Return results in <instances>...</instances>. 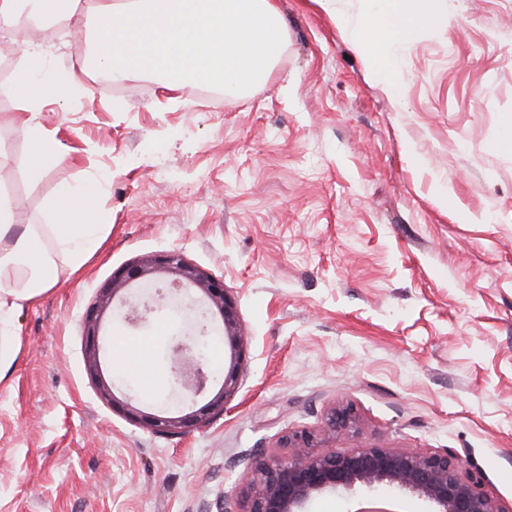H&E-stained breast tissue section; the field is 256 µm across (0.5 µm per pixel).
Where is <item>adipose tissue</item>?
Listing matches in <instances>:
<instances>
[{"label":"adipose tissue","mask_w":512,"mask_h":512,"mask_svg":"<svg viewBox=\"0 0 512 512\" xmlns=\"http://www.w3.org/2000/svg\"><path fill=\"white\" fill-rule=\"evenodd\" d=\"M366 54L389 94L403 101L406 78L399 48L417 33L436 27L441 18L432 0H372L369 18L352 19L338 0H316ZM41 15L65 17L70 31L83 35L94 26L90 66L114 80L143 75L165 80L176 90L184 82L214 86L225 98H237L264 82L281 56L287 23L276 0H31ZM55 79L44 71L41 50L27 47L15 60L11 83L0 94L13 100L9 121L27 141L26 175L40 180L61 155L50 148L32 116L42 102L58 96ZM83 187L62 191L53 203L50 224L19 225L10 199L0 195V329L11 313L52 288L60 265L80 268L96 249L101 227L84 200ZM153 339L114 337L113 353L146 385L157 376L146 364Z\"/></svg>","instance_id":"obj_1"}]
</instances>
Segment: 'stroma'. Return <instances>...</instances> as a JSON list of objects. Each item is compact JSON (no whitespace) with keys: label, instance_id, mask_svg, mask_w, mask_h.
Masks as SVG:
<instances>
[{"label":"stroma","instance_id":"1","mask_svg":"<svg viewBox=\"0 0 512 512\" xmlns=\"http://www.w3.org/2000/svg\"><path fill=\"white\" fill-rule=\"evenodd\" d=\"M278 5L286 49L234 100L90 79L87 43L35 30L64 89L35 122L63 159L27 180L26 141L0 124V192L20 224H45L62 188L90 187L105 240L12 316L0 512H205L256 461L292 456L301 430L343 452L450 454L512 507V0H435L445 23L400 53L402 107L316 0ZM169 251L223 279L245 357L223 414L157 434L112 402L176 399L166 288L128 289L144 319L101 318L113 398L89 373L84 321L122 268ZM160 326L147 394L112 339ZM342 407L359 424L336 432Z\"/></svg>","mask_w":512,"mask_h":512}]
</instances>
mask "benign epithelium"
<instances>
[{
  "mask_svg": "<svg viewBox=\"0 0 512 512\" xmlns=\"http://www.w3.org/2000/svg\"><path fill=\"white\" fill-rule=\"evenodd\" d=\"M167 274L165 281L157 274ZM163 283L169 296L180 298L193 292L217 310L221 335L230 349V364L224 372L219 392L200 408L170 416L128 410L137 421L161 434H174L206 421L224 411V405L238 388L242 362V335L235 303L224 289V281L206 274L175 251L147 258L112 278L101 288L99 304L85 318L87 359L91 374H96L99 355V319L114 303L117 293L128 284L153 288ZM174 383L194 398L210 389L213 377L198 348L195 337L185 335L171 347ZM297 452L285 461L257 463L237 498L224 496L218 512H303L313 496L333 491L348 493L359 487L382 485L416 493L436 506L434 512H504L482 489L481 481L471 473L462 474L447 454L407 453L387 448H361L354 452L328 449L313 455L307 451L314 436L301 431L288 439Z\"/></svg>",
  "mask_w": 512,
  "mask_h": 512,
  "instance_id": "benign-epithelium-1",
  "label": "benign epithelium"
}]
</instances>
